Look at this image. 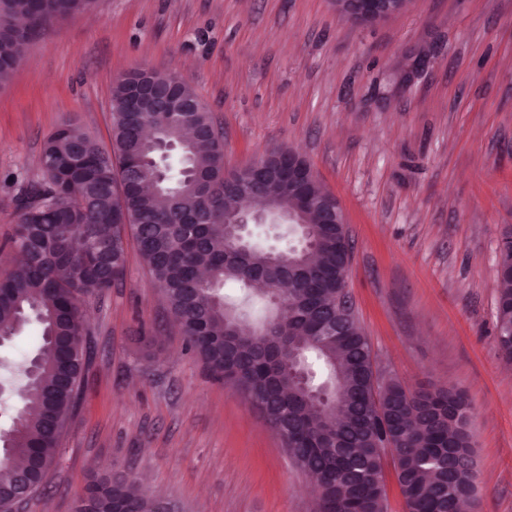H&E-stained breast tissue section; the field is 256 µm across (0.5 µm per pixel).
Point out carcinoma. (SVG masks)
I'll return each mask as SVG.
<instances>
[{
  "instance_id": "cac0c4a2",
  "label": "carcinoma",
  "mask_w": 512,
  "mask_h": 512,
  "mask_svg": "<svg viewBox=\"0 0 512 512\" xmlns=\"http://www.w3.org/2000/svg\"><path fill=\"white\" fill-rule=\"evenodd\" d=\"M94 0H0V85L19 63L17 43L43 24L87 10ZM27 24L19 30L14 20ZM112 148L106 151L81 127L62 124L44 143L43 178L15 198L19 219L10 243L27 257L0 278V331L32 316L40 327L37 371L19 390L18 425L0 460V512H11L24 474L27 494L44 482L34 460L51 463L65 424L80 402L89 334L80 299L111 288L94 269L107 255L111 277L125 274V237L137 249L167 306L178 318L186 347L210 375L235 389L280 437L288 455L320 485L318 512H386L384 469L391 459L409 512H458L477 495L476 460L469 427L472 405L453 388L410 390L376 370L371 345L346 292L351 250L334 224L309 215L314 246L287 251L280 267L260 249H233L224 211L233 192L224 184V143L199 133L213 124L205 107L184 127L166 112H135L129 80L112 87ZM181 144L183 166L172 179L145 192L127 179L130 159L152 157L143 130ZM77 150L97 165L108 189L85 190L82 179L56 162ZM208 269L202 278L199 267ZM260 274L283 289L286 332L275 339L281 357L269 368L250 363L254 346L239 347L236 369L226 368L224 328L250 316ZM338 335L317 336L321 319ZM496 341L512 360V230L498 245ZM24 461V466L16 461ZM160 512L132 478L107 471L94 478L75 512Z\"/></svg>"
}]
</instances>
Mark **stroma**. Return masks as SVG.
<instances>
[{
	"label": "stroma",
	"instance_id": "35a3bbf8",
	"mask_svg": "<svg viewBox=\"0 0 512 512\" xmlns=\"http://www.w3.org/2000/svg\"><path fill=\"white\" fill-rule=\"evenodd\" d=\"M0 85V276L17 266L13 198L72 121L111 146L114 80L179 75L224 133V166L292 147L335 195L347 292L378 368L474 407L477 503L512 512V371L496 340L497 250L512 227V0H410L377 25L331 0H96L24 43ZM85 297L89 362L46 484L13 512H74L123 472L179 512H316L312 479L243 398L186 349L133 241ZM36 325L0 348V428Z\"/></svg>",
	"mask_w": 512,
	"mask_h": 512
}]
</instances>
